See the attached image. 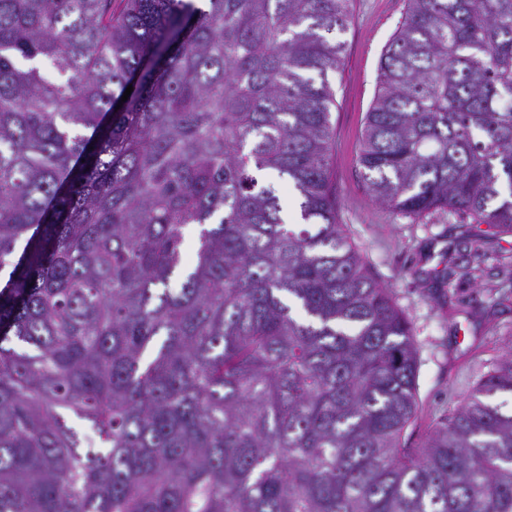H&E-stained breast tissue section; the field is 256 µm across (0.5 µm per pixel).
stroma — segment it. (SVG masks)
<instances>
[{"label":"stroma","mask_w":512,"mask_h":512,"mask_svg":"<svg viewBox=\"0 0 512 512\" xmlns=\"http://www.w3.org/2000/svg\"><path fill=\"white\" fill-rule=\"evenodd\" d=\"M405 0H354L341 40V69L331 75L337 220L373 278L412 323L418 410L412 446L452 414L512 339V234L489 236L480 259L460 255L465 215L438 211L421 219L392 213L373 199L357 162L366 114L375 98L381 56L405 12ZM464 272L446 282L449 262Z\"/></svg>","instance_id":"stroma-1"}]
</instances>
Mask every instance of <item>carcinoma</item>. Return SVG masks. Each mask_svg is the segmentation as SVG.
Returning <instances> with one entry per match:
<instances>
[{
	"label": "carcinoma",
	"instance_id": "carcinoma-1",
	"mask_svg": "<svg viewBox=\"0 0 512 512\" xmlns=\"http://www.w3.org/2000/svg\"><path fill=\"white\" fill-rule=\"evenodd\" d=\"M120 2L0 0V512H512V341L412 447L413 329L337 222L354 0ZM358 162L512 233V0H406ZM260 179L266 183L274 184L277 194L280 197V201L283 207V218L287 222V224H298L293 223L294 221L291 219V214L289 213V207L299 209V202L296 198V193L293 188L288 184L286 180L278 179L273 175H261Z\"/></svg>",
	"mask_w": 512,
	"mask_h": 512
}]
</instances>
